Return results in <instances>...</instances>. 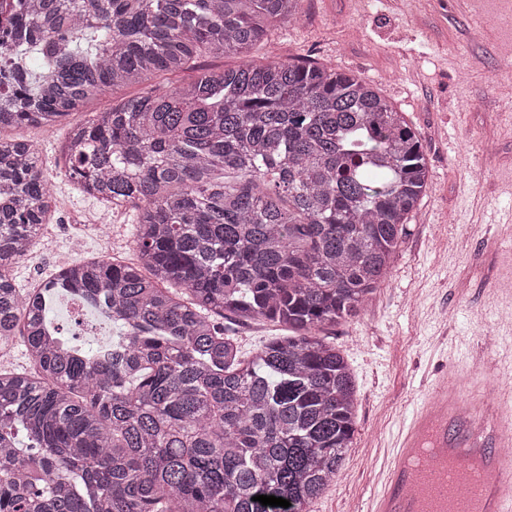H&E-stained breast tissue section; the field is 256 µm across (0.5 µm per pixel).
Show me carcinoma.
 <instances>
[{"instance_id": "carcinoma-1", "label": "carcinoma", "mask_w": 512, "mask_h": 512, "mask_svg": "<svg viewBox=\"0 0 512 512\" xmlns=\"http://www.w3.org/2000/svg\"><path fill=\"white\" fill-rule=\"evenodd\" d=\"M303 0H29L0 79V512H308L356 431L350 365L318 332L381 288L425 195L415 129L384 90L309 57L243 58ZM41 55L28 68L25 54ZM186 70L69 127L66 174L134 212L141 263L12 268L50 220L43 161L5 134L52 128L107 89ZM122 324L106 358L65 344L51 295ZM290 332L243 358L224 321ZM256 495L282 497L288 508ZM64 253L46 252L35 254L27 261L20 262L13 271V277L18 287L32 288L46 279L51 273L60 268Z\"/></svg>"}]
</instances>
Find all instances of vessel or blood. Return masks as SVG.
Masks as SVG:
<instances>
[{"label":"vessel or blood","instance_id":"vessel-or-blood-1","mask_svg":"<svg viewBox=\"0 0 512 512\" xmlns=\"http://www.w3.org/2000/svg\"><path fill=\"white\" fill-rule=\"evenodd\" d=\"M510 423L512 400L485 389L466 395L455 378L439 380L404 426L367 512H427L426 488L409 463L431 439L444 449H479L487 465L481 480L495 488L484 512H512V464L504 454L512 445L504 433Z\"/></svg>","mask_w":512,"mask_h":512}]
</instances>
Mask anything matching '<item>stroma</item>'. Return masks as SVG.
<instances>
[{"instance_id": "35a3bbf8", "label": "stroma", "mask_w": 512, "mask_h": 512, "mask_svg": "<svg viewBox=\"0 0 512 512\" xmlns=\"http://www.w3.org/2000/svg\"><path fill=\"white\" fill-rule=\"evenodd\" d=\"M311 55L374 81L405 112L431 179L383 286L359 315L323 335L347 356L358 385L356 432L341 472L311 512H365L407 417L437 375L465 371L473 353L512 387V0H305L299 23L278 26L250 54L266 63ZM104 92L76 124L110 109ZM68 124L45 141L20 129L46 162L59 216L44 232L66 239L93 224L98 203L80 194L55 158ZM91 251L138 262L121 212Z\"/></svg>"}]
</instances>
